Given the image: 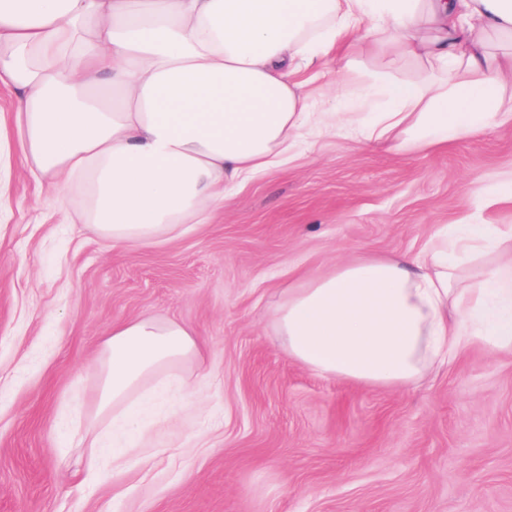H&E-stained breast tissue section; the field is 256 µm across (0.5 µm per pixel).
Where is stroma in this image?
<instances>
[{
  "mask_svg": "<svg viewBox=\"0 0 512 512\" xmlns=\"http://www.w3.org/2000/svg\"><path fill=\"white\" fill-rule=\"evenodd\" d=\"M370 40L331 55L311 97L381 107L362 72L415 81ZM512 173V128L400 154L344 131L225 195L171 241L115 247L0 143V512H512V352L466 348L402 390L319 376L267 312L293 275L361 253L412 255L448 224L512 226L479 190ZM183 323L207 344L192 410L164 405L125 473L88 475L97 360L114 324Z\"/></svg>",
  "mask_w": 512,
  "mask_h": 512,
  "instance_id": "stroma-1",
  "label": "stroma"
}]
</instances>
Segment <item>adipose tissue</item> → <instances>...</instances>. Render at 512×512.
<instances>
[{
    "instance_id": "ef3b65f1",
    "label": "adipose tissue",
    "mask_w": 512,
    "mask_h": 512,
    "mask_svg": "<svg viewBox=\"0 0 512 512\" xmlns=\"http://www.w3.org/2000/svg\"><path fill=\"white\" fill-rule=\"evenodd\" d=\"M370 22L378 54L423 58L420 83L371 78L366 121L315 111L297 76ZM512 0H0V85L30 170L62 181L75 216L112 244L170 240L209 223L227 187L285 162L303 132L340 128L411 154L512 124ZM512 228L451 224L416 254H363L299 276L269 311L289 356L326 377L403 389L481 340L512 350ZM491 258L479 276L477 256ZM174 320L114 325L99 413L129 431L123 468L167 370L200 356Z\"/></svg>"
}]
</instances>
